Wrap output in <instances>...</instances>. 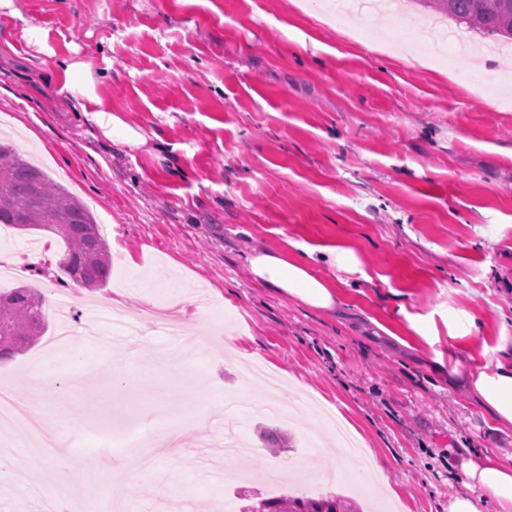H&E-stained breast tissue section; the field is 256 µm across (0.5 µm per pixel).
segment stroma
Returning <instances> with one entry per match:
<instances>
[{"label":"stroma","instance_id":"obj_1","mask_svg":"<svg viewBox=\"0 0 512 512\" xmlns=\"http://www.w3.org/2000/svg\"><path fill=\"white\" fill-rule=\"evenodd\" d=\"M0 20V133L91 210L112 256L104 288L69 283L66 245L39 230L0 236V266L45 299L48 330L0 364V385L42 401L64 450L96 416L113 436L135 421L177 429L159 495L141 479L130 512H217V494L266 498L269 475L295 457L303 496L338 493L372 512H448L471 456L512 448V429L450 384L454 364L494 363L512 336V52L477 67L466 50L433 58L427 11L319 21L329 0H13ZM89 64L98 110L146 139L112 144L74 106L61 61ZM354 250L367 273L341 288L331 315L256 282L253 249L289 242ZM172 305L182 352L152 317ZM467 313L477 329L435 345L391 334L399 309ZM232 349L214 344L218 332ZM444 365L434 370L435 353ZM285 381L278 411L237 409L247 367ZM161 364L149 383L141 366ZM97 389L86 406L69 380ZM375 460L368 486L355 465L316 452L330 419ZM289 435L270 456L262 429Z\"/></svg>","mask_w":512,"mask_h":512}]
</instances>
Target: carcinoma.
<instances>
[{
  "instance_id": "obj_1",
  "label": "carcinoma",
  "mask_w": 512,
  "mask_h": 512,
  "mask_svg": "<svg viewBox=\"0 0 512 512\" xmlns=\"http://www.w3.org/2000/svg\"><path fill=\"white\" fill-rule=\"evenodd\" d=\"M460 26L512 40V0H416ZM0 224L42 230L62 239L59 262L70 282L104 287L112 269L108 245L90 211L64 186L0 142ZM43 296L20 285L0 291V360L10 359L47 331ZM238 512H360L350 500L329 494L318 498L281 495L242 505Z\"/></svg>"
}]
</instances>
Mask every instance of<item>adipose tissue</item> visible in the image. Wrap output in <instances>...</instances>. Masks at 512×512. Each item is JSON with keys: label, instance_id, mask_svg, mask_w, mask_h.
<instances>
[{"label": "adipose tissue", "instance_id": "adipose-tissue-1", "mask_svg": "<svg viewBox=\"0 0 512 512\" xmlns=\"http://www.w3.org/2000/svg\"><path fill=\"white\" fill-rule=\"evenodd\" d=\"M336 270L335 281L316 271L317 259ZM248 264L254 278L312 309L332 313L340 305L339 287L366 279L359 256L352 249L335 246L299 250H253ZM499 358L481 369L453 367L457 383L483 408L497 427H512V336H500L495 347ZM465 494L456 496L448 512H481L484 501H494L498 512H512V461L492 454L478 456L462 469Z\"/></svg>", "mask_w": 512, "mask_h": 512}]
</instances>
